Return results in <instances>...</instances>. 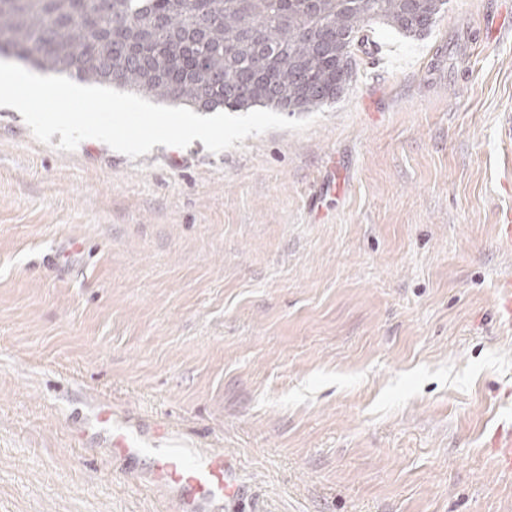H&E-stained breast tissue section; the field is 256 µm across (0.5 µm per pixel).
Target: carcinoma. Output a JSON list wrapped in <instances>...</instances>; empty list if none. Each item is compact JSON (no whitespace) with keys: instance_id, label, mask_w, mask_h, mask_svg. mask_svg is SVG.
<instances>
[{"instance_id":"carcinoma-1","label":"carcinoma","mask_w":512,"mask_h":512,"mask_svg":"<svg viewBox=\"0 0 512 512\" xmlns=\"http://www.w3.org/2000/svg\"><path fill=\"white\" fill-rule=\"evenodd\" d=\"M447 0H0V51L198 111L305 112L351 80L372 21L423 35Z\"/></svg>"}]
</instances>
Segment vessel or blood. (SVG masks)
I'll return each instance as SVG.
<instances>
[{"label":"vessel or blood","instance_id":"1","mask_svg":"<svg viewBox=\"0 0 512 512\" xmlns=\"http://www.w3.org/2000/svg\"><path fill=\"white\" fill-rule=\"evenodd\" d=\"M498 322L502 330H512V278L503 277L495 290ZM115 450L132 456H147L154 463L155 479L174 484L180 492L181 512H207L219 499L238 496L235 463L220 454H207L194 448H160L145 445L123 433L112 436ZM492 465L512 474V425L498 427L489 448Z\"/></svg>","mask_w":512,"mask_h":512}]
</instances>
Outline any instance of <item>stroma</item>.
<instances>
[{
  "mask_svg": "<svg viewBox=\"0 0 512 512\" xmlns=\"http://www.w3.org/2000/svg\"><path fill=\"white\" fill-rule=\"evenodd\" d=\"M372 30L308 129L217 154L0 107V512H178L116 431L235 459L212 512H512V0ZM495 304L499 326L504 331L512 330V278L503 277L495 288ZM489 457L500 472L512 474V422L510 426H498L490 443Z\"/></svg>",
  "mask_w": 512,
  "mask_h": 512,
  "instance_id": "stroma-1",
  "label": "stroma"
}]
</instances>
